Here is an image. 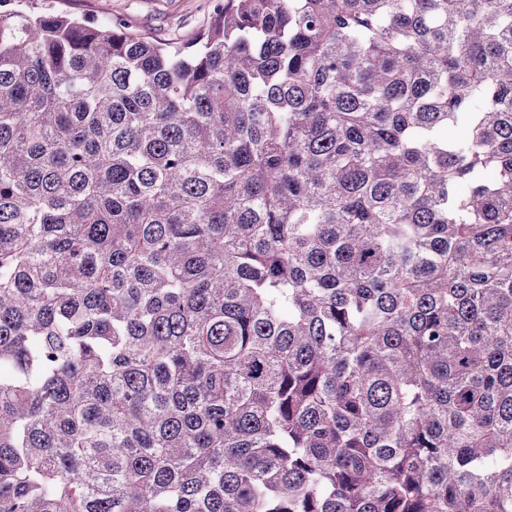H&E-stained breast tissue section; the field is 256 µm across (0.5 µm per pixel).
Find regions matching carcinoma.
I'll return each mask as SVG.
<instances>
[{"instance_id": "cac0c4a2", "label": "carcinoma", "mask_w": 512, "mask_h": 512, "mask_svg": "<svg viewBox=\"0 0 512 512\" xmlns=\"http://www.w3.org/2000/svg\"><path fill=\"white\" fill-rule=\"evenodd\" d=\"M211 9L0 12V512H512V0ZM33 11L44 8L89 19L121 18L130 30L157 36L173 46L191 43L206 24L207 0H26Z\"/></svg>"}]
</instances>
